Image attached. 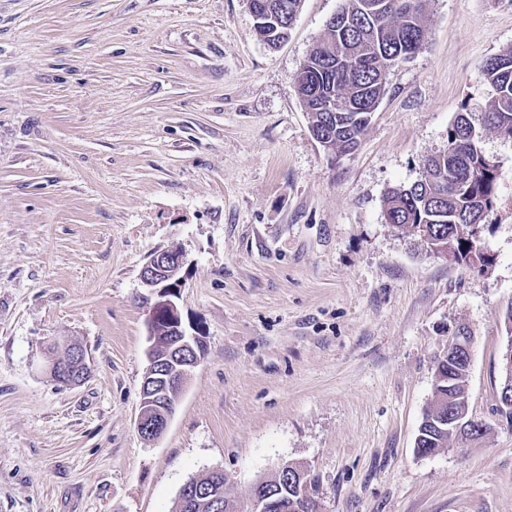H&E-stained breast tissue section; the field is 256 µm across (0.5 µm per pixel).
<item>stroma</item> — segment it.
Instances as JSON below:
<instances>
[{
  "label": "stroma",
  "mask_w": 512,
  "mask_h": 512,
  "mask_svg": "<svg viewBox=\"0 0 512 512\" xmlns=\"http://www.w3.org/2000/svg\"><path fill=\"white\" fill-rule=\"evenodd\" d=\"M343 0H303L266 45L247 0H0V512H174L191 478L308 470L319 512H512L494 413L512 302V140L482 229L489 265L386 224L478 68L512 48V0H429L358 149L313 138L296 74ZM187 257L178 304L206 352L162 437L137 431L152 345L140 271ZM474 334L470 445L419 454L448 328ZM85 350L80 385L47 371Z\"/></svg>",
  "instance_id": "stroma-1"
}]
</instances>
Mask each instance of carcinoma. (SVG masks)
<instances>
[{"label": "carcinoma", "mask_w": 512, "mask_h": 512, "mask_svg": "<svg viewBox=\"0 0 512 512\" xmlns=\"http://www.w3.org/2000/svg\"><path fill=\"white\" fill-rule=\"evenodd\" d=\"M426 2L344 0L336 21L327 24L326 35L309 51L297 91L311 126L327 138L330 148L349 153L358 147L384 94L388 72L422 47ZM301 4L302 0H252L260 14L273 10L271 24L260 29L269 47L288 39L287 24L295 20ZM479 73L495 91L481 125H476L472 114L460 113L448 130V149L428 157L425 176L390 191L384 204L393 223L422 228L428 246L445 243L462 260L469 248L465 231L472 224L485 223L496 198V167L483 154V131L512 139V48L486 59ZM332 88L338 89L340 99L336 111L329 113L321 110L320 101ZM444 375L446 380L437 385L432 407L423 418L426 428L416 443L424 455L448 447L452 440V435L434 426L437 418L447 412L461 413L454 399L466 390L465 362L453 361Z\"/></svg>", "instance_id": "carcinoma-1"}]
</instances>
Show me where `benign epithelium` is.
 <instances>
[{
  "label": "benign epithelium",
  "mask_w": 512,
  "mask_h": 512,
  "mask_svg": "<svg viewBox=\"0 0 512 512\" xmlns=\"http://www.w3.org/2000/svg\"><path fill=\"white\" fill-rule=\"evenodd\" d=\"M186 258L182 253L160 251L151 255L141 270L140 278L144 287L157 292V298L150 305L149 332H154L157 319L164 318L168 324V351L161 354L157 349L149 351L150 366L144 377L140 391V412L137 429L141 437L148 441L159 439L165 432L173 415L175 404L171 398H179L192 370L201 362L205 353V341L202 331L194 327L187 329L183 323L175 298L176 288L181 284L180 271ZM473 339L469 336H448L446 355L472 357ZM89 365L86 354L80 349L70 352L62 362H53L51 375L65 386L80 384L88 375ZM497 407L501 412L499 423L508 428L512 421L507 419L512 410V392L503 389L497 397ZM275 479L287 480L299 494L292 498L293 512H319L314 490L310 488L311 479L308 471L293 463L283 465L275 474ZM267 483L263 479L255 488L259 492L253 495L252 512H274L279 508V501L271 498L272 491L262 489ZM186 505L220 512L223 497L221 490L213 487H201L189 484L183 489Z\"/></svg>",
  "instance_id": "obj_1"
}]
</instances>
